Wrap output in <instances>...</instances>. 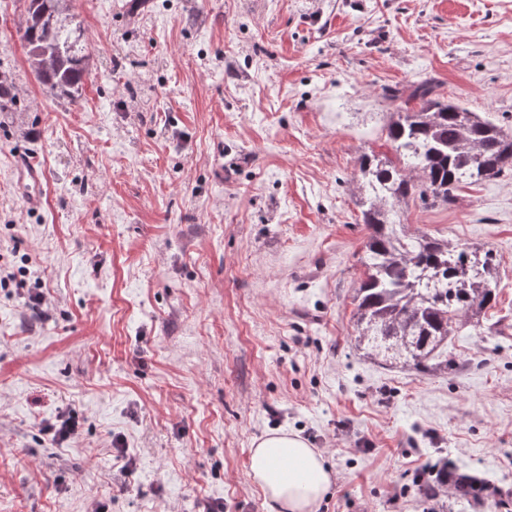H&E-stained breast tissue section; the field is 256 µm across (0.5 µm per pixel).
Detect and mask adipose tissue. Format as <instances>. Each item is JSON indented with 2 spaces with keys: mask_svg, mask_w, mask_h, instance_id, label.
Wrapping results in <instances>:
<instances>
[{
  "mask_svg": "<svg viewBox=\"0 0 512 512\" xmlns=\"http://www.w3.org/2000/svg\"><path fill=\"white\" fill-rule=\"evenodd\" d=\"M249 470L270 512H316L332 483L321 453L298 435L284 432L268 434L256 443Z\"/></svg>",
  "mask_w": 512,
  "mask_h": 512,
  "instance_id": "adipose-tissue-1",
  "label": "adipose tissue"
}]
</instances>
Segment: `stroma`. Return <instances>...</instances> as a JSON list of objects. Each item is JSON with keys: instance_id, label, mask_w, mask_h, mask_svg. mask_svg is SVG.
I'll return each instance as SVG.
<instances>
[{"instance_id": "obj_1", "label": "stroma", "mask_w": 512, "mask_h": 512, "mask_svg": "<svg viewBox=\"0 0 512 512\" xmlns=\"http://www.w3.org/2000/svg\"><path fill=\"white\" fill-rule=\"evenodd\" d=\"M125 2L70 0L92 64L70 105L31 73L21 0H0L18 99L0 112V512H268L248 463L274 431L322 452L317 512H505L512 179L401 209L407 235L498 261V303L452 333L447 371L365 359L351 296L370 233L354 173L393 154L386 92L430 80L512 127V0ZM448 459L499 497L424 495Z\"/></svg>"}]
</instances>
